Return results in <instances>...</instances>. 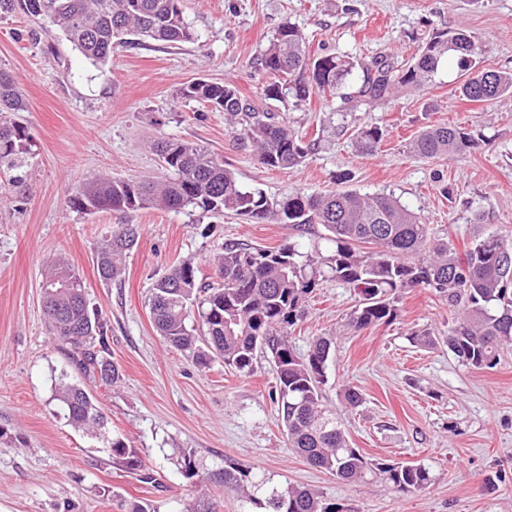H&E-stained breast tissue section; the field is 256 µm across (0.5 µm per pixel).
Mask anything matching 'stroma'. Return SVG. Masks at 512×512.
<instances>
[{
  "label": "stroma",
  "mask_w": 512,
  "mask_h": 512,
  "mask_svg": "<svg viewBox=\"0 0 512 512\" xmlns=\"http://www.w3.org/2000/svg\"><path fill=\"white\" fill-rule=\"evenodd\" d=\"M181 8L195 41L117 45L101 67L61 31L45 33L21 14L0 16V69L23 93L18 119L37 150L28 200H12L0 182V512H125L135 499L156 512H242L222 486L183 476L178 461L187 452L208 471L228 462L283 486L318 490L346 512H512V351L496 367L477 370L446 346L411 343L415 332L447 335L457 311L444 298L412 290L393 323L356 330L347 324L353 289L327 280L291 329L302 354L312 338H334L323 403L336 411L351 446L369 459L424 465L431 477L406 494L376 478L343 482L289 448L267 359H257L249 376L220 361L196 367L157 334L149 305L150 289L170 263L195 259L199 279H208L210 258L230 241L266 248L291 242L326 255V230L314 224L301 232L231 213L85 214L67 202L75 188L106 177L159 175L151 145L169 137L205 146L240 183L272 198L336 190L345 172L347 188L394 195L458 252L490 234L512 238V103L463 101L455 61L444 63L426 90L372 106L316 96L301 106L264 100L270 77L257 65L275 30L289 23L309 53H345L361 63L378 55L406 63L432 32L462 28L485 45L486 67L512 70V0H181ZM199 80L233 83L315 141V151L294 169L261 167L223 113L180 98L182 87ZM448 123L465 127L479 147L433 160L411 153L421 128ZM370 125L384 132L372 155L354 146L357 131ZM116 224L140 225L142 235L121 280L107 283L95 252ZM57 255L110 319L112 358L122 374L107 387L90 377L83 383L107 418L105 434L141 450L153 482L114 465L102 436L68 425L54 398L61 375L76 373L42 316L41 284ZM347 385L362 393L357 408L340 400ZM502 472L505 482L483 491Z\"/></svg>",
  "instance_id": "obj_1"
}]
</instances>
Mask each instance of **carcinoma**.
I'll use <instances>...</instances> for the list:
<instances>
[{"mask_svg": "<svg viewBox=\"0 0 512 512\" xmlns=\"http://www.w3.org/2000/svg\"><path fill=\"white\" fill-rule=\"evenodd\" d=\"M15 12L62 31L94 65L109 61L116 42L132 45L139 37L181 43L197 38L180 0H0L1 14ZM482 54V46L463 29L436 31L422 41L409 63L398 66L393 58L379 55L361 66L355 96L377 104L390 101L402 89L421 90L452 57L461 71L462 99H512V70L480 66ZM260 65L272 76L262 97L280 102L288 96L298 106L314 94L324 100L346 97L343 90L358 67L345 55L310 56L305 38L291 24L277 28ZM179 96L224 113L237 138L253 148L257 163L266 169L296 167L315 150L316 142L304 141L280 115L259 111L229 83L194 82L181 88ZM21 111V91L0 71V175L8 176L18 199L26 197L28 169L36 155L27 126L11 118ZM383 137L381 128L366 126L357 133L356 144L373 154ZM412 147L416 155L432 159L462 155L476 142L460 126L431 125L420 131ZM154 149L162 160L161 176L138 181L106 178L76 190L69 197L70 208L86 214L156 207L218 216L234 212L298 229L320 224L334 244L327 257L314 256L294 243L269 249L226 244L213 260L215 273L221 275L216 281L198 279V268L190 260L167 267L155 280L150 300L159 335L203 367L219 357L244 376L252 374L259 355H271L277 374L278 421L288 447L311 466L347 482L378 474L396 493L428 484L430 472L423 465L376 462L349 445L336 412L322 404L333 338H314L302 355L288 343V330L306 317L307 298L326 277L356 293L349 321L356 330L391 323L397 317L400 293L429 288L448 299L449 306L463 305L443 337L448 351L466 366L493 368L504 349L512 347V265L502 252L504 246L512 250V239L492 234L461 256L448 242L433 238L429 225L392 195L296 191L275 200L259 187L242 186L224 160L199 144L162 138ZM138 241L139 232H129L128 225L113 228L97 250V271L103 281L121 277L123 258ZM62 273L75 275L64 259L57 258L42 284L49 333L68 345L76 369L111 386L120 380V371L112 361L108 322L87 301L84 289L61 287L56 278ZM193 305L201 321L199 336L190 325ZM55 399L72 427L99 431L106 427L105 414L86 389L61 380ZM107 444L114 464L130 472L144 471L141 453L122 438ZM181 471L199 483H220L265 512H344L341 504L319 492L277 487L268 477H251L233 466L202 473L190 453L182 456Z\"/></svg>", "mask_w": 512, "mask_h": 512, "instance_id": "carcinoma-1", "label": "carcinoma"}]
</instances>
